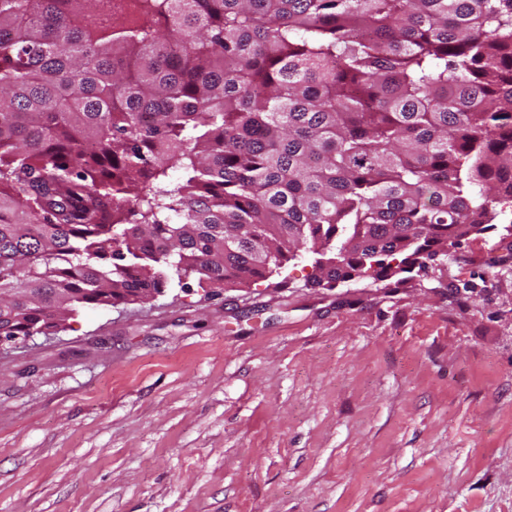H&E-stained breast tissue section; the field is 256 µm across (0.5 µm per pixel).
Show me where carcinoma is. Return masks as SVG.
Returning <instances> with one entry per match:
<instances>
[{"instance_id":"obj_1","label":"carcinoma","mask_w":512,"mask_h":512,"mask_svg":"<svg viewBox=\"0 0 512 512\" xmlns=\"http://www.w3.org/2000/svg\"><path fill=\"white\" fill-rule=\"evenodd\" d=\"M507 185L512 0H0V336L293 251L391 280Z\"/></svg>"}]
</instances>
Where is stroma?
Masks as SVG:
<instances>
[{"instance_id": "1", "label": "stroma", "mask_w": 512, "mask_h": 512, "mask_svg": "<svg viewBox=\"0 0 512 512\" xmlns=\"http://www.w3.org/2000/svg\"><path fill=\"white\" fill-rule=\"evenodd\" d=\"M405 280L170 284L0 348V512H512V207Z\"/></svg>"}]
</instances>
